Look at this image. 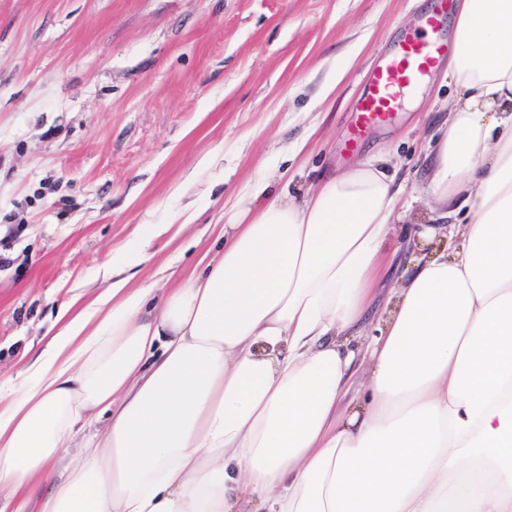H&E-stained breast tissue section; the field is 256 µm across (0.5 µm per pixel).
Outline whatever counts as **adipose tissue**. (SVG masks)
<instances>
[{"label": "adipose tissue", "mask_w": 512, "mask_h": 512, "mask_svg": "<svg viewBox=\"0 0 512 512\" xmlns=\"http://www.w3.org/2000/svg\"><path fill=\"white\" fill-rule=\"evenodd\" d=\"M428 156L447 245L357 355L390 226L383 160L250 182L164 294L122 268L0 379V512H512V0H458ZM471 205L469 222L456 214Z\"/></svg>", "instance_id": "obj_1"}]
</instances>
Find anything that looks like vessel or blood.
<instances>
[{
    "instance_id": "obj_1",
    "label": "vessel or blood",
    "mask_w": 512,
    "mask_h": 512,
    "mask_svg": "<svg viewBox=\"0 0 512 512\" xmlns=\"http://www.w3.org/2000/svg\"><path fill=\"white\" fill-rule=\"evenodd\" d=\"M447 10L446 0H441L427 19L428 33L403 42L388 62L372 71L368 87L356 104L355 118L345 142L347 149H356L372 125L388 120L403 101L416 97L422 80L445 50L438 33L441 16Z\"/></svg>"
}]
</instances>
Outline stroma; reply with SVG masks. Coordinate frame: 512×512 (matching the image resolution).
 I'll return each mask as SVG.
<instances>
[{
    "label": "stroma",
    "mask_w": 512,
    "mask_h": 512,
    "mask_svg": "<svg viewBox=\"0 0 512 512\" xmlns=\"http://www.w3.org/2000/svg\"><path fill=\"white\" fill-rule=\"evenodd\" d=\"M433 0H0V377L26 363L74 298L107 288L149 225L167 236L133 284L177 286L213 241L224 206L271 173L303 196L321 174L377 155L412 208L387 243L367 334L409 265L431 202L422 148L454 94L431 72L418 105L341 155L369 70L419 29ZM336 87L328 82L335 72ZM223 147L224 158L205 165ZM201 238V247L192 239ZM172 275L157 279L159 267Z\"/></svg>",
    "instance_id": "stroma-1"
}]
</instances>
